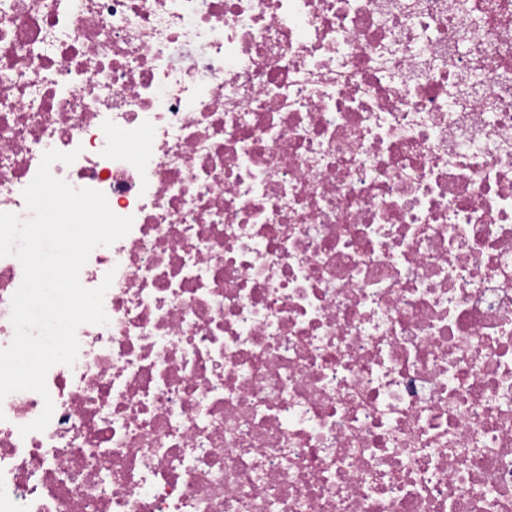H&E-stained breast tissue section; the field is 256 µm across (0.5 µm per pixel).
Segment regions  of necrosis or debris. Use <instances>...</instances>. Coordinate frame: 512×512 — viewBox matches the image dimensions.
Returning <instances> with one entry per match:
<instances>
[{
    "label": "necrosis or debris",
    "instance_id": "obj_1",
    "mask_svg": "<svg viewBox=\"0 0 512 512\" xmlns=\"http://www.w3.org/2000/svg\"><path fill=\"white\" fill-rule=\"evenodd\" d=\"M49 149L133 226L0 512H512V0H0V212Z\"/></svg>",
    "mask_w": 512,
    "mask_h": 512
}]
</instances>
